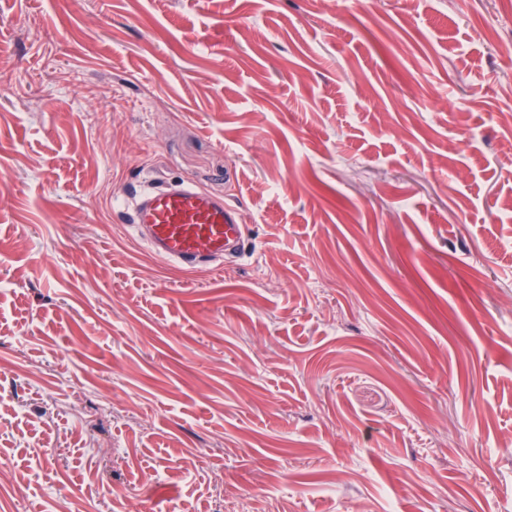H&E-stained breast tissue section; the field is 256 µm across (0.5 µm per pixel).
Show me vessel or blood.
Wrapping results in <instances>:
<instances>
[{"mask_svg": "<svg viewBox=\"0 0 512 512\" xmlns=\"http://www.w3.org/2000/svg\"><path fill=\"white\" fill-rule=\"evenodd\" d=\"M130 208L131 223L150 251L181 269H197L243 248L245 228L237 209L193 184H144Z\"/></svg>", "mask_w": 512, "mask_h": 512, "instance_id": "obj_1", "label": "vessel or blood"}]
</instances>
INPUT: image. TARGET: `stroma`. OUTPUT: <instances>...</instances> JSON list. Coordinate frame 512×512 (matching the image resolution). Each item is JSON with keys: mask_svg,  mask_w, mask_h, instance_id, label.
I'll return each mask as SVG.
<instances>
[{"mask_svg": "<svg viewBox=\"0 0 512 512\" xmlns=\"http://www.w3.org/2000/svg\"><path fill=\"white\" fill-rule=\"evenodd\" d=\"M511 440L512 0H0V512H512ZM130 208L132 226L150 251L181 269L221 261L243 248L245 228L237 209L191 183L143 184Z\"/></svg>", "mask_w": 512, "mask_h": 512, "instance_id": "1", "label": "stroma"}]
</instances>
